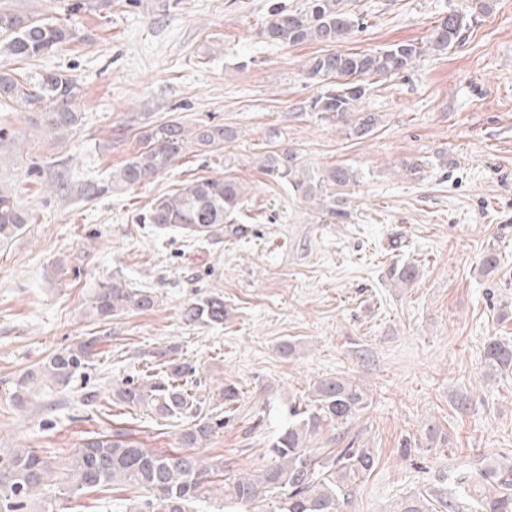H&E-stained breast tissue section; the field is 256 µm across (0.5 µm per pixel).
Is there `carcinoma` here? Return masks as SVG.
Segmentation results:
<instances>
[{
  "label": "carcinoma",
  "instance_id": "carcinoma-1",
  "mask_svg": "<svg viewBox=\"0 0 512 512\" xmlns=\"http://www.w3.org/2000/svg\"><path fill=\"white\" fill-rule=\"evenodd\" d=\"M467 14L452 11L436 25L424 42H398L376 52L338 50L307 61L306 73L323 83V91L310 109L338 121H350V135L370 136L378 118L369 112H353L355 102L364 97L366 81L374 76H391L406 71L428 52L440 53L455 44L467 27ZM360 20L342 0H303L301 6L287 10L273 6L264 25L266 38L276 44L299 45L305 42L335 44L349 38ZM77 38L70 25L55 22L45 15H19L0 8V55L30 59L53 54ZM80 86L60 71L33 76L14 69L0 68V103H21L37 111L36 128L63 136L82 122ZM235 132L222 124L202 123L187 129L170 120L151 126L141 135L139 152L119 169L112 171V184L135 186L168 170L187 152H211L233 139ZM262 173L273 181H285L305 198L324 193L327 185L350 187L358 180L348 167H336L315 178L304 173L297 157L289 152L272 151L263 156ZM243 200L240 183L232 179L195 178L178 186L169 196L157 198L142 214L144 224H172L185 236L203 240L222 234L240 235L242 225L226 219L239 210ZM327 214L336 222L348 217L343 197L331 195ZM29 213L15 200L11 190L0 182V247L8 246L23 233ZM418 269L411 263L392 268L398 281L409 284ZM157 305L148 289L129 288L118 279L103 281L95 289L89 314L103 321L129 312L152 310ZM227 317L224 298L207 296L181 310L186 324H222ZM102 340L90 336L53 353L47 361L24 372L15 383L14 402L22 407L29 398L46 387L67 388L85 374ZM172 350L157 352L162 369L127 381L115 389L113 398L131 408H144L165 419H190L182 434L184 444L198 448L211 438L216 426L224 422L204 412V403L195 391L196 368L168 358ZM485 364L493 369L512 368V340L497 337L484 350ZM367 408L365 392L339 377L324 378L313 385L306 404L289 408L288 425L270 443L271 464L255 474H238L224 481V498L235 504H252L272 492L281 495L280 512H346L353 496V484L376 466L370 448L349 445L324 457L312 453L310 439L326 425H344ZM219 463H207L197 454L161 453L146 448L124 432L87 439L63 466V480L71 484V494L111 488L144 489L149 496L136 500L129 512H192L191 504L214 495L212 483ZM52 474L48 460L32 448H15L0 454V512H28L39 506L51 512ZM453 512H462L460 502L473 501L478 512H512V464H503L457 480ZM409 497L396 512H434L431 498Z\"/></svg>",
  "mask_w": 512,
  "mask_h": 512
}]
</instances>
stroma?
Instances as JSON below:
<instances>
[{
  "label": "stroma",
  "mask_w": 512,
  "mask_h": 512,
  "mask_svg": "<svg viewBox=\"0 0 512 512\" xmlns=\"http://www.w3.org/2000/svg\"><path fill=\"white\" fill-rule=\"evenodd\" d=\"M71 2L55 0L79 33L63 51L0 57L21 74L63 72L83 89L82 124L64 139L37 135L34 111L0 106V173L32 215L0 248V452L36 449L57 474L99 433L181 450L186 421L112 401L170 348L197 367L205 404L220 403L226 384L239 389L230 420L198 451L225 475L269 463L289 403L330 376L363 388L368 407L326 427L314 454L352 441L378 459L357 480L351 512H393L434 489L450 497L457 476L512 462V373L484 363L492 337L512 338V0H343L361 20L344 43L356 51L424 41L464 2L475 15L448 52L369 79L355 109L379 122L362 140L306 109L321 87L303 69L327 45L283 46L262 33L272 4L302 0H112L110 11L77 14ZM172 119L237 136L150 183L112 185L141 132ZM280 148L312 176L337 165L357 173L346 223L328 217L322 198L261 173L260 158ZM196 177L241 183L234 219L247 236L194 241L141 222L156 197ZM490 250L499 266L484 276ZM405 262L420 270L410 285L390 276ZM115 275L150 289L157 307L88 317L93 288ZM209 295L223 297L229 318L185 324L182 308ZM89 336L100 342L85 377L14 404L22 372ZM90 389L100 394L93 405L83 399ZM143 496L94 491L57 504L129 512Z\"/></svg>",
  "instance_id": "obj_1"
}]
</instances>
